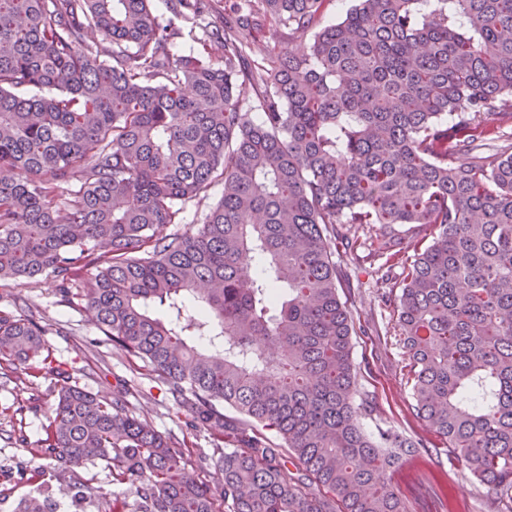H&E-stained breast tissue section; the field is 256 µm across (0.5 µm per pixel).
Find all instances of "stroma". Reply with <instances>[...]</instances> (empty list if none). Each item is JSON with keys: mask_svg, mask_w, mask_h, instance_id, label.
<instances>
[{"mask_svg": "<svg viewBox=\"0 0 512 512\" xmlns=\"http://www.w3.org/2000/svg\"><path fill=\"white\" fill-rule=\"evenodd\" d=\"M239 3L240 0H201V13L193 24L174 15L170 0H154L152 8L170 27L172 53L180 55L204 48L219 60L224 48L211 34L223 30ZM341 268L339 292L348 297L358 327L352 338L357 389L373 401V412L364 418V427L370 432L389 428L417 444L415 452L386 473V482L401 494L408 512H487L491 491L480 485L468 464L451 456L415 416V401L401 379L403 348L384 330L389 309L381 304L354 256L342 257ZM0 309L30 314L50 324L52 357L79 386L108 397L122 384H130V411L159 432L186 439L206 455L207 460L196 475L217 485L218 473L208 460L212 448L204 430L177 412L166 386L148 369L129 361L121 349L103 343L102 332L80 300L62 301L57 284L51 279L41 278L24 285L0 281ZM52 401L47 382L33 385L0 378V512H14L17 503L31 492L32 485L21 470L27 462L24 449L36 447L43 438ZM21 437L26 439V446L18 445ZM42 478L52 485L59 512H107L114 486L111 470L104 463L65 468L48 461ZM76 486L88 491L87 499L78 505L71 499V490Z\"/></svg>", "mask_w": 512, "mask_h": 512, "instance_id": "1", "label": "stroma"}]
</instances>
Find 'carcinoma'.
<instances>
[{"mask_svg": "<svg viewBox=\"0 0 512 512\" xmlns=\"http://www.w3.org/2000/svg\"><path fill=\"white\" fill-rule=\"evenodd\" d=\"M334 3L245 0L218 62L172 55L152 0H0V279L67 297L90 272L105 340L220 450L212 488L129 388L72 383L51 329L0 310L3 370L53 385L31 455L112 466L108 512H406L384 475L416 445L356 402L336 254L358 246L416 416L512 512V0H355L320 26ZM259 20L307 52L244 65ZM218 182L195 231L155 237ZM17 512H57L50 487Z\"/></svg>", "mask_w": 512, "mask_h": 512, "instance_id": "obj_1", "label": "carcinoma"}]
</instances>
